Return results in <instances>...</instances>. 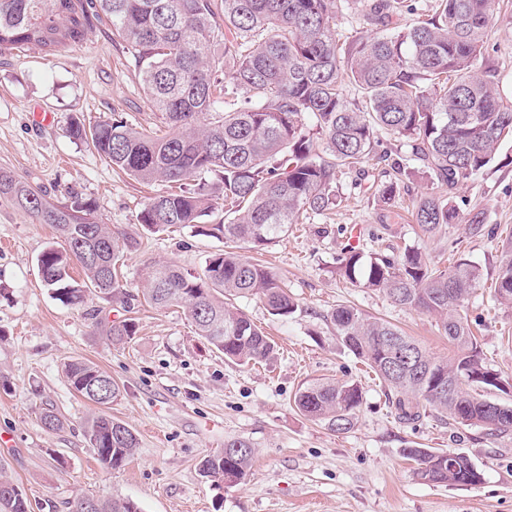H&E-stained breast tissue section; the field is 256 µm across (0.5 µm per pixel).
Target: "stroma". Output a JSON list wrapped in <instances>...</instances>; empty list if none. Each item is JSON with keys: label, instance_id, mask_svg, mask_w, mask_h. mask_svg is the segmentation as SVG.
<instances>
[{"label": "stroma", "instance_id": "obj_1", "mask_svg": "<svg viewBox=\"0 0 512 512\" xmlns=\"http://www.w3.org/2000/svg\"><path fill=\"white\" fill-rule=\"evenodd\" d=\"M124 43L92 22L84 41L56 52L37 47L0 53V169L67 202L93 200L100 223L126 234L119 265L128 300L94 298L72 307L53 298L38 276L37 256L56 242L55 231L0 199V461L33 512H70L82 494L128 497L141 512H512V435L481 427H449L434 417L409 423L395 394L336 339L328 316L340 305L387 320L431 354H448L432 315L391 303L381 293L349 282L336 270L348 250L396 254L418 249L432 266L448 268L453 256L483 270V284L466 309L486 364L512 383V308L496 301L500 237L512 233V140L505 141L483 174L460 185L453 200L461 213L481 211L500 236H471L462 225L424 237L411 219L412 203L434 185L420 163H409L395 205L377 190L392 170L369 155L338 174L336 209L290 225L272 243L245 250L287 283L298 310L271 316L259 297L237 306L275 342L266 359L226 361L199 336L180 307L158 309L142 296V268L167 261L200 271L224 246L213 214L197 227L148 231L137 216L165 183L143 185L113 172L69 127L78 117L92 125L116 118L165 133L152 112ZM486 59L498 90L512 101V10H501L488 36ZM130 319L136 332L115 344L102 324ZM86 360L119 383L107 408L138 438L133 457L119 469L104 467L84 435L97 408L68 384L64 364ZM313 379L354 381L363 391L355 426L339 433L301 415L299 388ZM50 408L61 430L40 419ZM255 450L247 479L215 487L200 460L227 438ZM411 448H433L471 458L483 479L475 486L417 480Z\"/></svg>", "mask_w": 512, "mask_h": 512}]
</instances>
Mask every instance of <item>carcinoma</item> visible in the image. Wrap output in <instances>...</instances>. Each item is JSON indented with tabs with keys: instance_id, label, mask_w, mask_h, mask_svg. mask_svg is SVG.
<instances>
[{
	"instance_id": "1",
	"label": "carcinoma",
	"mask_w": 512,
	"mask_h": 512,
	"mask_svg": "<svg viewBox=\"0 0 512 512\" xmlns=\"http://www.w3.org/2000/svg\"><path fill=\"white\" fill-rule=\"evenodd\" d=\"M347 0H0V52L38 46L48 52L81 41L89 17L104 18L112 36L126 43L163 134L137 130L121 120L85 126L74 119L71 135L91 145L112 167L142 183L178 189L148 199L137 216L153 232L192 227L231 205L214 225L225 242L264 245L288 232L301 215H321L338 205L336 175L370 155L386 132L410 144V159L428 169L438 192L415 201L421 233L463 224L473 236L486 231L483 213L462 216L448 197L487 169L512 137V104L503 101L484 48L500 0H434L430 18L411 28L391 26L403 0H368L370 32L350 38L336 18ZM360 99H346L345 87ZM193 180V187L187 181ZM0 197L40 224H50L64 246L37 258L44 287L69 306L89 295L127 297L116 265L120 238L97 221L93 204L79 196L55 204L0 170ZM77 263L84 279L70 275ZM337 271L352 283L385 294L394 304L436 317L451 353L435 357L389 321L349 306L329 321L336 338L365 361L397 393L402 418L417 421L433 411L454 427L477 426L496 435L512 432V404L494 402L504 391L500 376L484 365L480 346L462 308L483 281L480 266L460 258L445 270L431 267L412 247L398 255L366 257L349 250ZM144 299L156 308L187 307L199 335L247 363L267 357L270 338L232 303L258 296L271 315L292 317L298 305L269 268L236 251L211 254L200 274L173 264L146 267ZM496 299L512 307V236L500 254ZM135 334L130 320L106 329L111 342ZM69 384L84 399L104 402L89 389L105 384L111 398L119 385L96 364L69 361ZM363 402L354 381H316L303 386L297 409L334 431L351 429ZM85 436L97 460L118 469L134 454L136 435L101 412ZM415 478L434 484L476 485L482 474L459 453L410 448ZM254 458L242 438L202 458L199 470L221 487L241 483ZM141 512L125 497L77 498L72 512ZM0 512H31V503L0 464Z\"/></svg>"
}]
</instances>
